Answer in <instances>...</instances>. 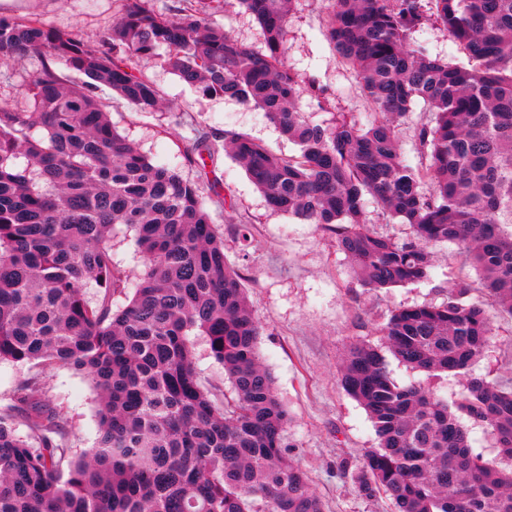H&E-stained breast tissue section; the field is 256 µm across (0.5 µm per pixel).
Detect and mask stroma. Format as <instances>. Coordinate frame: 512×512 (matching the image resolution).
<instances>
[{"label": "stroma", "instance_id": "stroma-1", "mask_svg": "<svg viewBox=\"0 0 512 512\" xmlns=\"http://www.w3.org/2000/svg\"><path fill=\"white\" fill-rule=\"evenodd\" d=\"M123 0H0V17L33 15L58 29L95 42L111 27ZM331 0H293L288 16L285 62L290 69L314 78L333 91L331 100L306 98L303 112L317 124L344 112L365 124L375 112L361 93L354 70L342 61L326 34ZM35 58L0 54V104H12L19 88L39 67ZM162 90L163 105L141 112L113 98V126L154 162L177 168L189 180L218 179L224 205H210L215 224L224 234V253L244 279L252 310L263 327L260 350L275 380L277 394L291 421L285 433L289 454L306 471L324 512H392L386 497H361L342 462L359 460L376 444L372 423L362 406L340 387L339 366L350 344L366 342L386 349L382 329L393 310L442 303L458 278L476 279L477 271L462 266L453 244L434 246V265L427 280L375 291L363 284L336 247L334 234L271 210L248 179L245 169L225 154L207 166L185 159L199 130H234L290 155L296 145L283 137L262 112L239 102L204 94L182 82L152 58L137 64ZM250 227L251 242L242 244L240 223ZM393 378L402 385L418 384L454 402L464 393L461 377L429 376L389 359ZM476 374L512 386V318L498 316L495 335ZM39 377L42 395L67 421V444L73 453L93 447L97 393L85 377L65 367L33 363L0 364V413L10 412L17 388Z\"/></svg>", "mask_w": 512, "mask_h": 512}]
</instances>
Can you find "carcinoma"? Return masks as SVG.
<instances>
[{
  "instance_id": "obj_1",
  "label": "carcinoma",
  "mask_w": 512,
  "mask_h": 512,
  "mask_svg": "<svg viewBox=\"0 0 512 512\" xmlns=\"http://www.w3.org/2000/svg\"><path fill=\"white\" fill-rule=\"evenodd\" d=\"M181 2L164 15L126 0L97 42L0 18V52L40 61L25 106L0 104V363L71 368L98 395L95 447L74 457L40 380L17 389V414H0V512H324L284 444L289 416L260 353L262 327L201 184L119 134L99 94L155 110L162 94L133 64L159 54L184 83L262 111L298 146L278 154L226 130L199 136L188 159L230 154L272 209L334 233L367 287L424 281L432 245L460 247L478 278L453 283L439 305L395 310L384 336L399 362L462 376L465 394L450 406L400 386L380 350L351 346L341 385L376 436L353 478L360 496L384 493L395 512H512V469L475 453L466 425L485 424L512 462V387L470 372L493 317H512V0H332L329 37L380 114L366 128L344 114L313 124L302 111L303 97L326 89L284 61L291 0ZM229 7L256 19L264 50L209 21ZM429 22L468 64L412 41ZM420 101L431 118L414 127L425 162L412 167L398 130ZM366 195L411 234L367 224ZM118 224L144 258L133 283L112 260ZM195 336L232 397L200 381Z\"/></svg>"
}]
</instances>
